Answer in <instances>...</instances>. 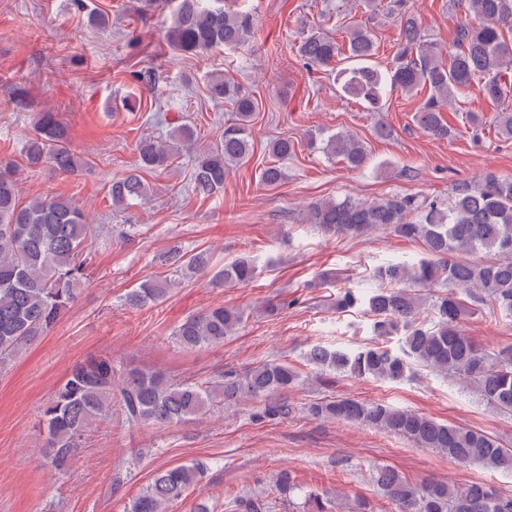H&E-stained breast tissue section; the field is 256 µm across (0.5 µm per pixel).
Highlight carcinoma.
Masks as SVG:
<instances>
[{
    "label": "carcinoma",
    "instance_id": "obj_1",
    "mask_svg": "<svg viewBox=\"0 0 512 512\" xmlns=\"http://www.w3.org/2000/svg\"><path fill=\"white\" fill-rule=\"evenodd\" d=\"M408 0H389L387 10L400 21V45L389 69L368 65L376 46L360 25L344 29L343 41L320 31L304 35L298 47L309 66L332 68L345 93L378 108L387 90L412 94L424 88L428 96L415 112L419 129L437 138L456 134L442 112L472 89L495 111L498 133L512 138V86L503 72L512 70V0H457L465 16L454 45L444 53L428 41L420 18ZM144 10L170 9L165 39L173 50L191 55L215 47L239 49L249 44L256 20L251 11L230 8L225 0H144ZM208 97L229 102L235 117L212 145L198 144L197 130L175 126L165 138L143 137L137 145L138 163L112 178L108 196L122 211L146 202L151 186L144 174L171 166L182 155L191 158L194 191L204 198L224 189L232 168L252 154L251 122L259 112L258 98L222 75L207 83ZM70 127L53 112H39L24 135L21 161L0 158V367L39 336L47 333L77 299L86 279V252L103 228L90 223L84 205L56 194L26 203L19 200V175L49 167L63 174L92 168L88 158L70 146ZM322 149L349 169L369 160L365 144L336 132L322 140ZM286 138L270 143L275 158L294 153ZM306 223L330 235L361 237L381 230L395 237L419 240L425 256L411 263H390L379 269L378 289L367 300L376 336L399 337V349L384 347L343 350L312 347L308 361L326 372L355 378L400 381L420 367L465 383L487 405L512 415V345L489 347L477 343L461 325L462 316L479 310L512 315V178L487 173L473 182L455 185L448 198L387 195L373 200L322 199L310 205ZM482 251L489 260L472 263L465 255ZM163 261L175 266L183 279L205 273L210 253L188 252L174 244ZM257 266L247 255L215 271V286L251 281ZM176 279L145 280L131 289L124 305L141 309L168 296ZM240 308L213 305L183 320L174 330L177 343L197 349L224 342L248 320ZM301 382L299 371L286 362L270 360L244 371L216 372L199 382L175 381L166 373L132 366L111 356H91L77 363L41 409L46 463L67 473L92 425L112 421L117 409L130 428L165 430L188 422L215 407L245 400L263 405L254 418L287 416L293 412L290 393ZM310 416L386 430L419 448H432L461 463L512 472V448L487 433L438 422L382 403L321 398L307 407ZM208 464L190 463L158 469L151 482L125 512H170L187 490L205 477ZM373 482L392 512H512V493L487 483L464 488L442 481L414 483L387 466H379ZM283 494L300 495V512H372L358 499L335 506L316 492L302 491L287 473L278 477Z\"/></svg>",
    "mask_w": 512,
    "mask_h": 512
}]
</instances>
